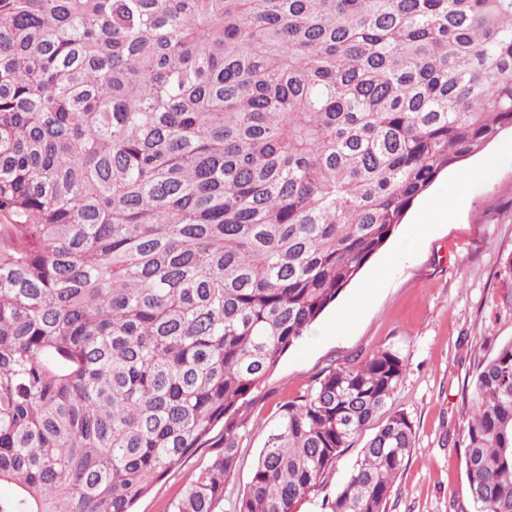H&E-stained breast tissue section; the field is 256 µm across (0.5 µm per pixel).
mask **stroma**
Wrapping results in <instances>:
<instances>
[{
  "instance_id": "35a3bbf8",
  "label": "stroma",
  "mask_w": 512,
  "mask_h": 512,
  "mask_svg": "<svg viewBox=\"0 0 512 512\" xmlns=\"http://www.w3.org/2000/svg\"><path fill=\"white\" fill-rule=\"evenodd\" d=\"M467 181L448 220L421 213L459 175ZM512 340V130L442 172L417 199L387 244L281 358L239 410L249 430L237 472L224 486L232 512L280 406L303 394L331 366L394 346L406 372L391 401L414 425V445L393 486L387 512H473L464 433L473 383L492 343ZM364 430L344 450L322 495L301 512H324L323 496L344 484L371 437ZM212 451L198 449L156 480L134 512H167Z\"/></svg>"
}]
</instances>
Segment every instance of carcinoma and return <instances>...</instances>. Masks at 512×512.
Returning a JSON list of instances; mask_svg holds the SVG:
<instances>
[{
    "instance_id": "obj_1",
    "label": "carcinoma",
    "mask_w": 512,
    "mask_h": 512,
    "mask_svg": "<svg viewBox=\"0 0 512 512\" xmlns=\"http://www.w3.org/2000/svg\"><path fill=\"white\" fill-rule=\"evenodd\" d=\"M512 128V0H0V512H216L235 413L438 175ZM388 347L279 407L235 512H298L392 399ZM396 411L326 512H386ZM512 512V341L475 378ZM218 448H199L179 468L156 480L134 506V512H167L168 506L189 484L199 468Z\"/></svg>"
}]
</instances>
